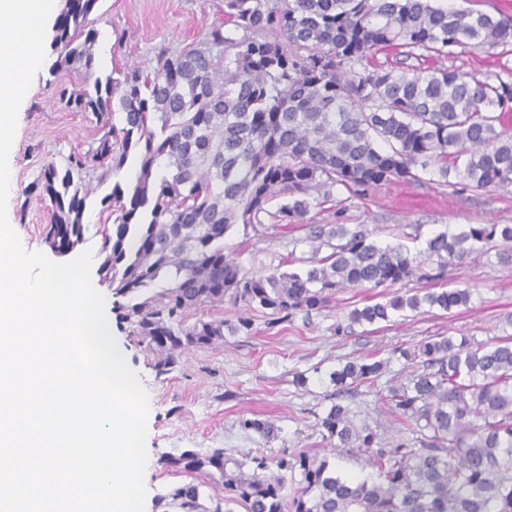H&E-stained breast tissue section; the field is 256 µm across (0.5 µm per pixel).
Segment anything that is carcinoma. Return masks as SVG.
Wrapping results in <instances>:
<instances>
[{
  "label": "carcinoma",
  "mask_w": 512,
  "mask_h": 512,
  "mask_svg": "<svg viewBox=\"0 0 512 512\" xmlns=\"http://www.w3.org/2000/svg\"><path fill=\"white\" fill-rule=\"evenodd\" d=\"M98 0H64L52 39L50 72L91 71L97 32L88 17ZM231 24L235 38L224 35ZM512 46V17L454 11L435 0H224V23L202 46L161 50L156 66L127 67L123 79L59 90V100L102 120L97 146L73 152L65 169L47 163L30 193L49 199L45 242L69 253L83 242L92 179L139 159L130 193L118 185L100 200L99 283L128 336L166 375L191 348L256 332L255 319H204L197 312L229 300L267 317V327L327 307L344 288H390L383 302L355 307L334 333L388 322L426 306H466L471 290L440 288L448 268L472 254L512 264V224H475L427 240L426 261L402 241L379 244L364 224H306L314 206L341 186L355 197L383 182L438 175L476 189L512 184V69L478 79L425 62L458 48ZM396 51L393 63L381 51ZM118 101L122 124L112 122ZM106 171L97 173L101 167ZM285 198L276 210L268 208ZM263 232L296 225L313 251L328 254L302 269L272 267L254 276L224 253L234 226ZM137 247L131 248L130 241ZM164 282L167 287H153ZM422 371L406 384H381L383 359L349 361L329 373L332 403L318 417L324 441L367 457L362 478L336 474L307 451L291 458L239 460L222 449L184 450L164 458L196 482L175 488L172 504L199 512L201 488L221 484L224 503L246 512H512V337L473 348L435 337L418 352ZM365 384L385 402L407 436L386 443L358 425L342 403ZM245 430L275 436L267 419ZM299 473L293 492L271 472Z\"/></svg>",
  "instance_id": "cac0c4a2"
}]
</instances>
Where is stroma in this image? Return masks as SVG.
Wrapping results in <instances>:
<instances>
[{
  "label": "stroma",
  "instance_id": "obj_1",
  "mask_svg": "<svg viewBox=\"0 0 512 512\" xmlns=\"http://www.w3.org/2000/svg\"><path fill=\"white\" fill-rule=\"evenodd\" d=\"M223 20L224 0H99L89 17L97 32L92 72L65 68L52 74L47 67L39 68L19 106L10 150L13 178L7 219L25 250L51 253L43 233L50 203L29 194V186L47 162L64 165L70 153L87 151L100 136L95 116L65 108L56 95L57 87L72 89L98 78H115L129 65L154 67L161 49L178 52L196 47L207 30L219 23L225 35H233V26L224 25ZM442 64L485 79L499 74L503 66L512 67V53L499 47L468 48ZM138 174L133 157L122 169L108 172L85 211L82 249L100 247L98 227L105 220L101 197L117 185L129 188ZM334 199L341 214L314 208L306 223L365 224L379 242L406 238L415 254L424 252L427 240L445 229L458 232L471 224H512V186L476 190L461 183L452 190L428 180L392 182L374 186L362 197L339 188ZM304 236L300 229L273 228L266 237L248 239L237 227L224 244L227 254L246 270L262 274L291 259L310 260L312 249ZM51 255L55 262L64 260L63 255ZM448 280L471 285L468 306L398 315L393 322L359 326L354 335L337 336L332 326L343 320L352 305L377 302L381 294L377 288H348L311 317L299 314L270 329L259 319L252 335L228 336L223 344L186 350L177 367L161 377L130 341L115 311L106 309L112 335L149 397L145 512H176L167 496L193 477L168 469L163 459L187 449L203 454L221 449L238 459L307 449L329 460L342 475L369 473L366 456L332 451L316 425L317 415L330 405V371L374 354L388 359V377L403 381L412 366L400 357V349L414 348L428 337L448 336L477 346L512 336V265L500 263L492 254H475L450 268ZM299 372L307 377L306 386L295 384ZM349 405L356 421L369 424L380 439L398 436L399 427L387 405L366 387H359ZM245 418L273 421L277 436L267 440L243 429L240 422Z\"/></svg>",
  "mask_w": 512,
  "mask_h": 512
}]
</instances>
